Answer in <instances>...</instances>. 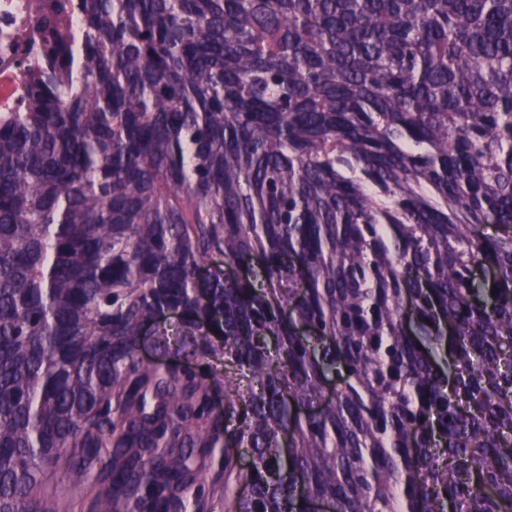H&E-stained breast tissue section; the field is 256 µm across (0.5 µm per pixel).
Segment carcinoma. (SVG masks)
Masks as SVG:
<instances>
[{"label":"carcinoma","mask_w":512,"mask_h":512,"mask_svg":"<svg viewBox=\"0 0 512 512\" xmlns=\"http://www.w3.org/2000/svg\"><path fill=\"white\" fill-rule=\"evenodd\" d=\"M73 9L0 112V512L216 448L228 512H512V0Z\"/></svg>","instance_id":"carcinoma-1"}]
</instances>
